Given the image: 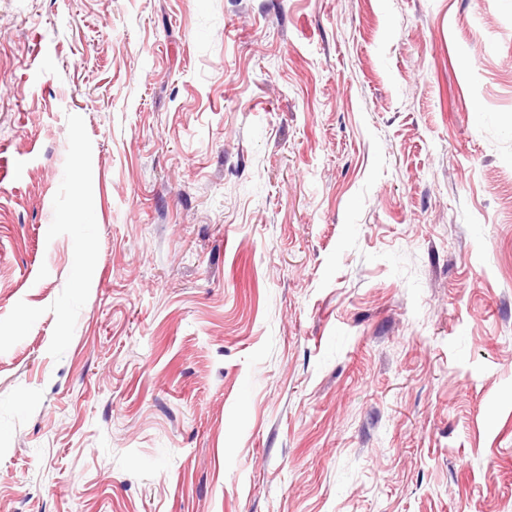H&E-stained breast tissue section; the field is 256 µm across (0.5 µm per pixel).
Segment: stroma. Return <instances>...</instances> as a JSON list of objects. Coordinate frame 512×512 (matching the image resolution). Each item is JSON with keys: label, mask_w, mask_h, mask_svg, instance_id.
<instances>
[{"label": "stroma", "mask_w": 512, "mask_h": 512, "mask_svg": "<svg viewBox=\"0 0 512 512\" xmlns=\"http://www.w3.org/2000/svg\"><path fill=\"white\" fill-rule=\"evenodd\" d=\"M0 512H512V0H0Z\"/></svg>", "instance_id": "obj_1"}]
</instances>
